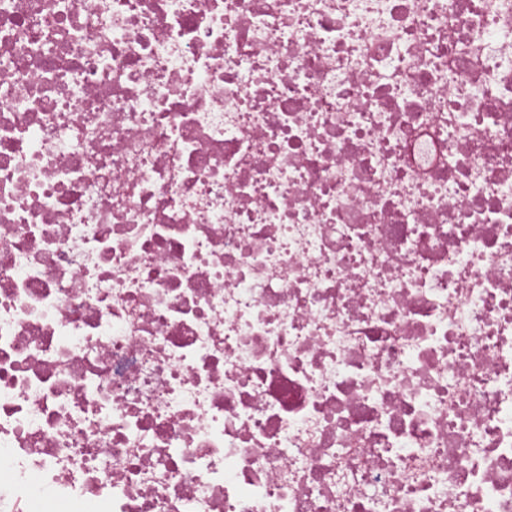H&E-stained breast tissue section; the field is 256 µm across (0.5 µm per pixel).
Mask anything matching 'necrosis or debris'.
<instances>
[{"label": "necrosis or debris", "instance_id": "necrosis-or-debris-1", "mask_svg": "<svg viewBox=\"0 0 512 512\" xmlns=\"http://www.w3.org/2000/svg\"><path fill=\"white\" fill-rule=\"evenodd\" d=\"M0 512H512V0H0Z\"/></svg>", "mask_w": 512, "mask_h": 512}]
</instances>
